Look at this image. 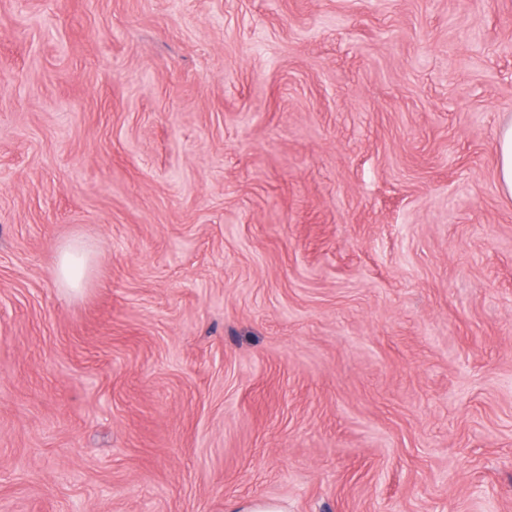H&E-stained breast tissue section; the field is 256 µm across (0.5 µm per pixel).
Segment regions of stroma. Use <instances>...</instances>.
I'll use <instances>...</instances> for the list:
<instances>
[{"instance_id": "stroma-1", "label": "stroma", "mask_w": 512, "mask_h": 512, "mask_svg": "<svg viewBox=\"0 0 512 512\" xmlns=\"http://www.w3.org/2000/svg\"><path fill=\"white\" fill-rule=\"evenodd\" d=\"M510 120L512 0H0V512H512ZM497 180L501 191L512 196V121L504 123L497 144ZM79 251L74 247L64 249L54 271L56 279L73 290L82 287L84 277L85 258ZM226 512H288V508L280 501L252 498L228 503Z\"/></svg>"}]
</instances>
